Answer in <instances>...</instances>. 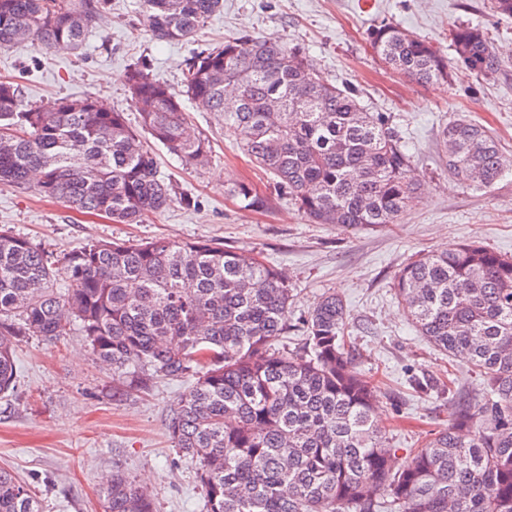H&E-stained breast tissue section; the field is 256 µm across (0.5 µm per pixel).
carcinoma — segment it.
Returning <instances> with one entry per match:
<instances>
[{
    "mask_svg": "<svg viewBox=\"0 0 512 512\" xmlns=\"http://www.w3.org/2000/svg\"><path fill=\"white\" fill-rule=\"evenodd\" d=\"M108 0H0V49L32 41L83 48ZM222 0H141L156 41H187ZM373 52L417 82L448 80V57L394 22L368 36ZM454 62L477 76L502 61L480 27L448 29ZM139 112L99 108L91 95L19 111L17 85L0 81V184L118 224H142L175 200L152 145L181 163L211 160L192 135L184 100L214 113L274 190L316 224H396L418 202L412 154L390 116L368 111L358 89L317 76L305 52L250 35L187 64L183 90L148 68L128 70ZM448 174L490 187L512 157L484 126L455 118L442 131ZM243 207L266 203L252 185L229 189ZM64 268L68 288L55 287ZM392 288L416 331L480 376L482 399L458 404L448 425L398 463L379 426L377 389L353 368L346 307L323 293L297 323V289L274 267L218 242L97 240L53 255L0 231V397L15 389V341H55L75 329L116 373L196 377L174 408L173 448L195 462L207 512H512V255L469 241L420 253ZM297 329L295 350L272 343ZM0 512H42L30 486L0 467ZM103 512H156L124 473L103 488Z\"/></svg>",
    "mask_w": 512,
    "mask_h": 512,
    "instance_id": "carcinoma-1",
    "label": "carcinoma"
}]
</instances>
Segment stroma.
I'll list each match as a JSON object with an SVG mask.
<instances>
[{
    "label": "stroma",
    "instance_id": "stroma-1",
    "mask_svg": "<svg viewBox=\"0 0 512 512\" xmlns=\"http://www.w3.org/2000/svg\"><path fill=\"white\" fill-rule=\"evenodd\" d=\"M492 2L224 0L223 11L191 41L160 43L142 29L135 0H110L80 53L30 43L0 49V80L18 84L24 106L89 94L107 109L130 113L126 72L133 64H146L178 91L194 53L225 39L249 34L303 48L318 75L352 83L369 110L387 113L408 142L421 199L400 223L350 229L310 223L275 196L211 113L191 105L188 122L209 137L212 158L207 167L190 169L157 148L160 169L177 195L161 214L142 224H115L31 188L0 187V227L56 253L95 239H218L274 265L297 288L299 314L323 292L336 290L349 311L354 367L379 386L381 427L399 458H406L447 424L450 406L439 388L449 375L472 400L480 379L465 360H449L418 335L393 294L395 273L415 253L465 241L512 255V170L489 188L460 184L449 176L440 146L444 126L468 116L492 128L512 155V18L498 14ZM383 20L443 50L450 26H480L503 67L487 80L455 65L448 82L410 81L386 68L368 44V30ZM238 180L251 182L267 204L241 208L227 190ZM15 358L17 387L0 399V467L29 484L43 512H102L101 489L115 470L147 488L157 512H205L196 465L179 457L166 431L194 377L115 375L76 331L54 342L21 338ZM418 377L428 380V389L415 386Z\"/></svg>",
    "mask_w": 512,
    "mask_h": 512
}]
</instances>
